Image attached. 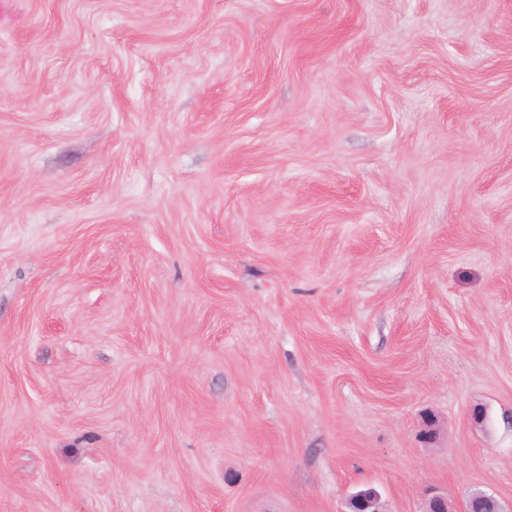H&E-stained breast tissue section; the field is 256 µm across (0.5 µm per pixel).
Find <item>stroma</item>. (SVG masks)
Returning <instances> with one entry per match:
<instances>
[{"instance_id":"35a3bbf8","label":"stroma","mask_w":512,"mask_h":512,"mask_svg":"<svg viewBox=\"0 0 512 512\" xmlns=\"http://www.w3.org/2000/svg\"><path fill=\"white\" fill-rule=\"evenodd\" d=\"M365 485L512 501V0H0V512Z\"/></svg>"}]
</instances>
